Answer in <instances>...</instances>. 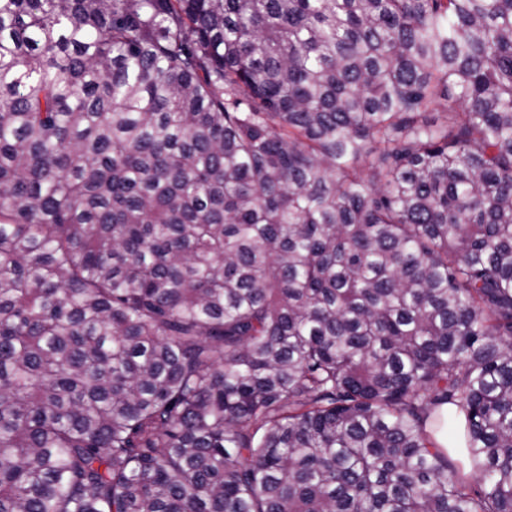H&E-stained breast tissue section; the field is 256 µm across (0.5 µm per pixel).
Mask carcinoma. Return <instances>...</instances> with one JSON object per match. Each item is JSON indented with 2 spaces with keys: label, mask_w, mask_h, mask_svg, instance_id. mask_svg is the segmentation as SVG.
Here are the masks:
<instances>
[{
  "label": "carcinoma",
  "mask_w": 512,
  "mask_h": 512,
  "mask_svg": "<svg viewBox=\"0 0 512 512\" xmlns=\"http://www.w3.org/2000/svg\"><path fill=\"white\" fill-rule=\"evenodd\" d=\"M0 512H512V0H0Z\"/></svg>",
  "instance_id": "cac0c4a2"
}]
</instances>
